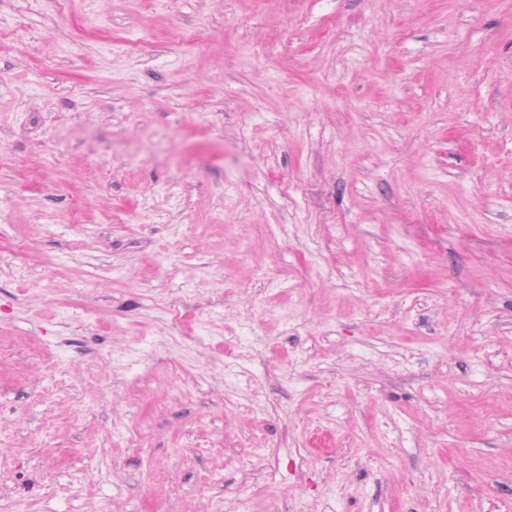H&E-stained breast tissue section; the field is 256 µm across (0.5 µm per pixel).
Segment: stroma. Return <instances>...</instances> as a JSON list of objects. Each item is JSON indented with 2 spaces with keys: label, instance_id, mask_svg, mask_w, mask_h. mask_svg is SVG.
Instances as JSON below:
<instances>
[{
  "label": "stroma",
  "instance_id": "stroma-1",
  "mask_svg": "<svg viewBox=\"0 0 512 512\" xmlns=\"http://www.w3.org/2000/svg\"><path fill=\"white\" fill-rule=\"evenodd\" d=\"M0 512H512V0H0Z\"/></svg>",
  "mask_w": 512,
  "mask_h": 512
}]
</instances>
